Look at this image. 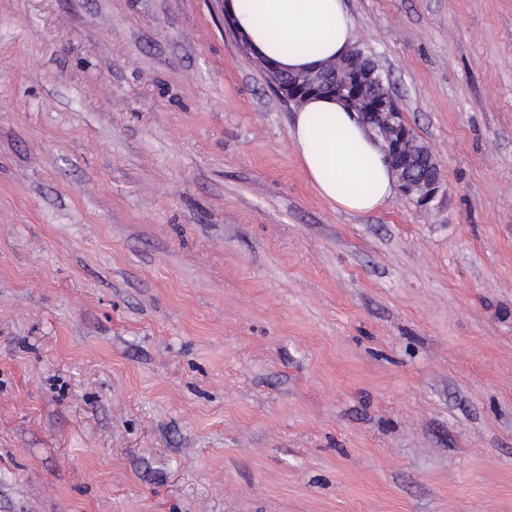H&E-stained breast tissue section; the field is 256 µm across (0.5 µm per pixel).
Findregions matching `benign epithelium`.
I'll list each match as a JSON object with an SVG mask.
<instances>
[{
    "label": "benign epithelium",
    "instance_id": "1",
    "mask_svg": "<svg viewBox=\"0 0 512 512\" xmlns=\"http://www.w3.org/2000/svg\"><path fill=\"white\" fill-rule=\"evenodd\" d=\"M278 93L299 104L308 97L330 93L356 111L369 131L384 142V149L398 178L401 193L420 208L428 207L443 191V174L431 150L419 146L420 139L405 120L392 94L383 92V80L375 62L351 53L317 70L288 74L268 62L261 63Z\"/></svg>",
    "mask_w": 512,
    "mask_h": 512
}]
</instances>
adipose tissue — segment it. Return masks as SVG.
<instances>
[{
	"mask_svg": "<svg viewBox=\"0 0 512 512\" xmlns=\"http://www.w3.org/2000/svg\"><path fill=\"white\" fill-rule=\"evenodd\" d=\"M224 10L252 56L284 72L338 59L355 39L344 0H224ZM289 135L317 193L341 210L370 213L394 198L397 178L380 143L340 101L308 98Z\"/></svg>",
	"mask_w": 512,
	"mask_h": 512,
	"instance_id": "obj_1",
	"label": "adipose tissue"
}]
</instances>
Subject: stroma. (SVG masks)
<instances>
[{"instance_id": "35a3bbf8", "label": "stroma", "mask_w": 512, "mask_h": 512, "mask_svg": "<svg viewBox=\"0 0 512 512\" xmlns=\"http://www.w3.org/2000/svg\"><path fill=\"white\" fill-rule=\"evenodd\" d=\"M445 192L352 214L224 0H0V512H512V0H345Z\"/></svg>"}]
</instances>
